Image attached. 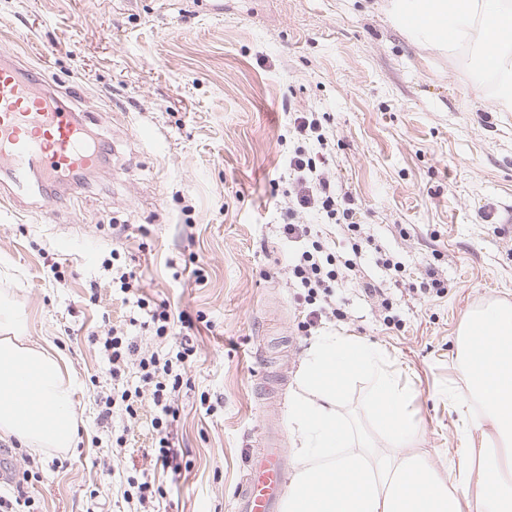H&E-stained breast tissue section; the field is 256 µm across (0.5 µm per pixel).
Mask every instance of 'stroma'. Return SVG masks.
Returning <instances> with one entry per match:
<instances>
[{
    "mask_svg": "<svg viewBox=\"0 0 512 512\" xmlns=\"http://www.w3.org/2000/svg\"><path fill=\"white\" fill-rule=\"evenodd\" d=\"M223 2L218 13L213 0H0L9 65L45 78L102 147L98 168L15 201L0 179V290L81 379L77 448L39 458L44 512H121L112 473L142 465L151 444L143 416H115L129 431L121 455L94 439L112 377L92 336L134 310L114 270L195 320L173 439L191 469L164 475L167 512H233L266 414L287 418L299 364L331 333L387 351L419 424L410 448L447 468L459 446L448 403L463 385L458 330L485 299L512 302V112L497 110L473 47L420 46L385 0ZM308 113L324 142L298 143L293 122ZM300 144L324 154L367 239L359 273L338 281L340 317L305 335V292L288 271L296 244L283 232ZM382 253L400 271L379 265ZM430 269L443 296L420 290ZM364 280L384 289L390 313Z\"/></svg>",
    "mask_w": 512,
    "mask_h": 512,
    "instance_id": "stroma-1",
    "label": "stroma"
}]
</instances>
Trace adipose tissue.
Listing matches in <instances>:
<instances>
[{"mask_svg":"<svg viewBox=\"0 0 512 512\" xmlns=\"http://www.w3.org/2000/svg\"><path fill=\"white\" fill-rule=\"evenodd\" d=\"M389 11L435 48L476 44L498 110L512 112V0H390ZM456 345L464 386L448 399L469 420L443 475L408 447L417 423L387 352L353 336L318 337L295 373L285 512H512V304L486 301ZM364 375L373 420L389 439L384 451L337 411L349 383ZM78 385L60 352L31 338L13 295L0 291V437L36 454H67L79 440Z\"/></svg>","mask_w":512,"mask_h":512,"instance_id":"ef3b65f1","label":"adipose tissue"}]
</instances>
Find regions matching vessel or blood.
Returning <instances> with one entry per match:
<instances>
[{"label": "vessel or blood", "mask_w": 512, "mask_h": 512, "mask_svg": "<svg viewBox=\"0 0 512 512\" xmlns=\"http://www.w3.org/2000/svg\"><path fill=\"white\" fill-rule=\"evenodd\" d=\"M94 160L75 113L38 94L13 69L0 68V169L9 174L11 197L30 191L32 174L51 181L62 171ZM281 442L280 431L264 428L261 444L249 452L247 472L235 496L236 512H279L287 480Z\"/></svg>", "instance_id": "b4317fda"}]
</instances>
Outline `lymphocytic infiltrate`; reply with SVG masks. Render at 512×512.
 I'll return each instance as SVG.
<instances>
[{
    "instance_id": "lymphocytic-infiltrate-1",
    "label": "lymphocytic infiltrate",
    "mask_w": 512,
    "mask_h": 512,
    "mask_svg": "<svg viewBox=\"0 0 512 512\" xmlns=\"http://www.w3.org/2000/svg\"><path fill=\"white\" fill-rule=\"evenodd\" d=\"M288 173L296 186L297 207L288 210L284 233L297 240L309 237L310 230L307 225L298 222L296 211L300 208H313L325 213L328 219L343 228L352 251L351 258L341 261L335 254L327 252L322 241L312 240L310 247L294 255L291 263L294 285L306 289L308 300L314 305L308 320L297 325L298 330L304 332L308 327L317 325L327 307L332 306L340 270L355 271L356 257L362 252L363 238L361 226L356 220V211L350 206V196L337 194L335 181L330 179L328 173L320 168L315 158L306 153L303 147H296L293 154L289 155ZM98 343L110 365L112 378L118 383L112 393L98 398V427L104 434L111 436L115 452H123L128 439L126 435L113 434L114 413L122 412L134 420L138 418L143 405H150L153 411L150 424L154 437L149 463L175 474L181 473L183 456L172 443L173 431L179 419L175 397L183 386L190 383L187 368L197 356L195 345L185 337L179 345L162 355L144 350L135 337L115 328L99 337ZM129 365L135 366L139 374L138 385L130 386L120 382L124 367ZM22 460L23 467L12 471L14 490L0 493V512H40L35 498L28 493L29 483L39 478V463L27 454L23 455ZM119 483L128 512H152L165 497L162 485L145 472L138 475L121 472Z\"/></svg>"
}]
</instances>
